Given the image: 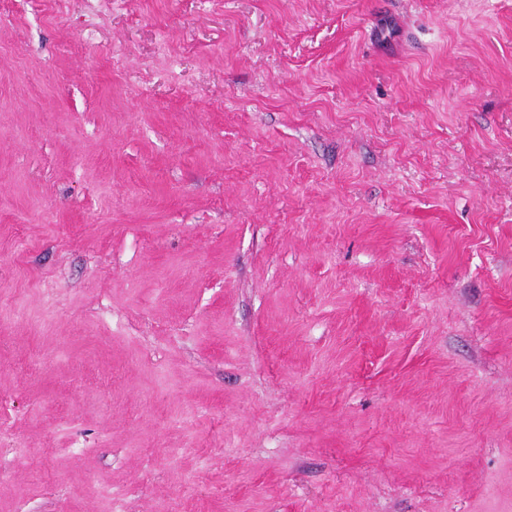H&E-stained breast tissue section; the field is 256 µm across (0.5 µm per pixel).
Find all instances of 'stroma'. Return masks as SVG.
Segmentation results:
<instances>
[{"instance_id":"stroma-1","label":"stroma","mask_w":512,"mask_h":512,"mask_svg":"<svg viewBox=\"0 0 512 512\" xmlns=\"http://www.w3.org/2000/svg\"><path fill=\"white\" fill-rule=\"evenodd\" d=\"M0 5V512H512V0Z\"/></svg>"}]
</instances>
